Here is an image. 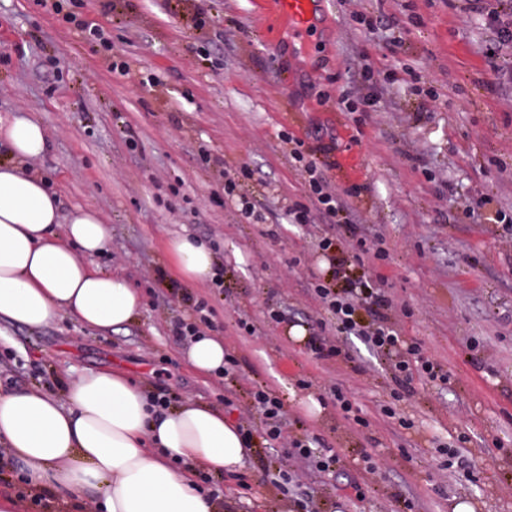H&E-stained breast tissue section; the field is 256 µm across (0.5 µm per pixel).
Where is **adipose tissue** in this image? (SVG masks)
<instances>
[{"label": "adipose tissue", "mask_w": 512, "mask_h": 512, "mask_svg": "<svg viewBox=\"0 0 512 512\" xmlns=\"http://www.w3.org/2000/svg\"><path fill=\"white\" fill-rule=\"evenodd\" d=\"M0 324L39 329L61 315L112 330L132 320L141 300L118 274L96 270L111 227L91 207L59 221L48 184L25 172L41 156L46 132L35 119L0 121ZM65 234H58V225ZM171 249L193 284L212 275L215 257L202 241L182 236ZM224 342L203 336L186 351L189 366L207 376L224 367ZM0 444L31 491L92 497L100 512H217L185 464L238 470L247 445L233 420L203 404L153 412L123 373L89 371L61 396L36 388L0 391Z\"/></svg>", "instance_id": "adipose-tissue-1"}]
</instances>
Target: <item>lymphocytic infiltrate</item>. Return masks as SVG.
<instances>
[{"label":"lymphocytic infiltrate","instance_id":"obj_1","mask_svg":"<svg viewBox=\"0 0 512 512\" xmlns=\"http://www.w3.org/2000/svg\"><path fill=\"white\" fill-rule=\"evenodd\" d=\"M476 11L484 12L486 27L491 31L497 45L498 61L491 66L492 74L504 71V63H512V11L485 9L484 0H472ZM296 163L309 175L310 201L292 207L288 215L295 224H309L314 213L330 218L346 214L347 203L336 188L318 173L312 154L294 150ZM313 294L319 299L328 314L329 336L320 338L312 348L316 358L322 360L346 359L350 353L344 344L345 337L358 336L379 356L388 360L392 386L389 400L382 405V413L390 418L397 415V404L405 398L411 381L421 383H447L448 372L429 356L417 342L401 336L391 318L393 312L409 316V309H396L392 298L381 288L376 279L364 275L347 280L345 285H332L315 280L311 285ZM371 311L370 321L359 317L360 310ZM292 469L275 474L273 485L287 498L290 512H318L313 493L308 492L306 479L309 473H325L332 470L338 456L335 449L315 446L310 440H293Z\"/></svg>","mask_w":512,"mask_h":512}]
</instances>
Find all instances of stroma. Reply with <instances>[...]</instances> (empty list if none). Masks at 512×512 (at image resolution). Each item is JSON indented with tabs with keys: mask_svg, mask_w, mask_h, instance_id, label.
<instances>
[{
	"mask_svg": "<svg viewBox=\"0 0 512 512\" xmlns=\"http://www.w3.org/2000/svg\"><path fill=\"white\" fill-rule=\"evenodd\" d=\"M82 17L107 26L112 51L134 71L157 73L140 86L113 73L107 56L57 19L41 0H0V117L27 115L45 128L43 156L26 162L60 199L62 216L90 206L112 227L99 269L141 294L133 320L112 331L70 315L39 330L0 329V381L61 394L76 373L120 371L171 406L193 400L252 415L256 426L238 473L212 472L206 493L222 512H289L270 476L292 468L290 449L270 447L252 392L277 393L290 435L336 449L334 472L309 477L320 512H512V247L497 211L512 214V77L489 73L491 36L466 0H319L312 35L299 43L287 22L258 0H82ZM400 82L374 88L364 111L359 64ZM137 152L125 146L127 135ZM314 149L355 226L315 214L288 220L307 202L294 140ZM252 173L233 195L223 174ZM471 201L473 212L463 210ZM251 203L265 221L242 213ZM370 229L390 258L352 263L346 273L380 278L403 335L447 370L445 385H415L401 404L405 430L382 415L389 375L359 338L351 361L318 360L308 337L325 312L313 278L335 267L318 237ZM190 235L219 260L201 285L178 272L169 244ZM212 309L235 370L202 377L174 333L194 302ZM411 317H403L401 308ZM247 320L251 331L241 330ZM305 332L298 340L289 328ZM340 385L367 427L325 401ZM322 399L308 412L307 398ZM457 445L466 471L448 475L439 447ZM377 471L356 498L347 481ZM246 488H239L235 475Z\"/></svg>",
	"mask_w": 512,
	"mask_h": 512,
	"instance_id": "35a3bbf8",
	"label": "stroma"
}]
</instances>
